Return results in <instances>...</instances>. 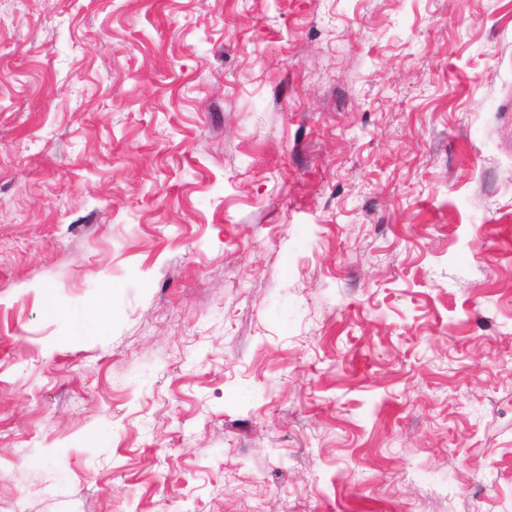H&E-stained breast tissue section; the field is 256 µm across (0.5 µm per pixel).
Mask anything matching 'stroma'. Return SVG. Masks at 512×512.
<instances>
[{"mask_svg": "<svg viewBox=\"0 0 512 512\" xmlns=\"http://www.w3.org/2000/svg\"><path fill=\"white\" fill-rule=\"evenodd\" d=\"M0 512H512V0H0Z\"/></svg>", "mask_w": 512, "mask_h": 512, "instance_id": "35a3bbf8", "label": "stroma"}]
</instances>
